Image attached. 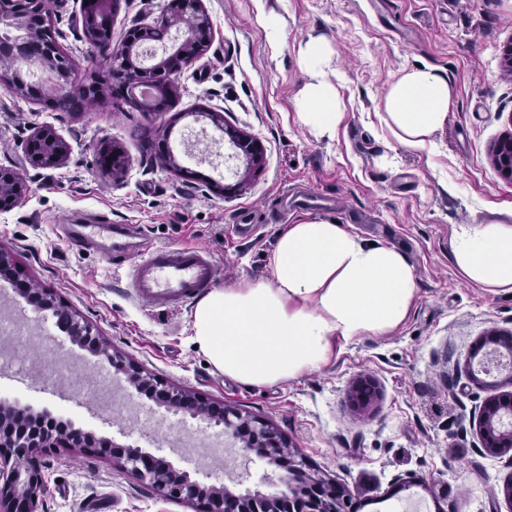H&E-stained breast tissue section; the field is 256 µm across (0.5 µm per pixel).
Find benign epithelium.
I'll use <instances>...</instances> for the list:
<instances>
[{
    "label": "benign epithelium",
    "mask_w": 512,
    "mask_h": 512,
    "mask_svg": "<svg viewBox=\"0 0 512 512\" xmlns=\"http://www.w3.org/2000/svg\"><path fill=\"white\" fill-rule=\"evenodd\" d=\"M90 18L96 26L84 25L83 32L89 38L101 32V26L110 22L113 0H88ZM173 8L182 13L184 39L171 56L178 57L181 64L173 66L163 59L149 67H139L131 74L132 85L174 88V79L186 70L195 58L205 50L210 37V19L203 0H172ZM167 25L162 14L147 25H135L128 31L120 47L112 41L93 40V45L103 58L104 67L115 65V58L128 55L140 46L132 43V35L144 36L152 29ZM37 62L48 73L55 94L49 96L41 83L28 84L19 90L0 79V86L40 105L51 104L60 109L67 108L75 81V68L53 49ZM212 122L224 130L230 143L246 157L251 168L259 164L262 148L250 136L224 126L223 118L210 113ZM29 150L34 163L42 168L62 164L67 158V145L49 126L35 131L29 138ZM493 161L505 177L512 179V132L504 135L493 148ZM22 191L10 169L0 167V212L11 210ZM26 299L39 309H52L58 324L68 333L71 341L81 348L104 357L112 364L113 374L139 390L146 385L157 391L159 404L175 410H184L224 426V435L243 457L256 449H262L269 461L281 457L283 448L279 432L266 421L251 418L240 411L224 405L205 404L196 401L177 387L163 383L142 370L138 365L117 352L100 347L101 339L94 328L79 316L56 303L47 289L35 294L20 289ZM375 394L374 386L365 380L354 389L353 400L358 407L370 403ZM484 448L494 454L512 452V394L490 399L481 414ZM77 448L87 451L94 447L95 437L89 433L75 432L66 437H40L18 426L10 410L0 404V512H46L43 499L44 475L39 465L22 466L20 460L31 457L37 448ZM293 463L290 473L280 477V490L271 495L259 491L232 493L222 486L208 484L191 477L186 470L174 466L162 457L154 456L143 449L127 445L112 452V464L128 472L138 480L151 485L162 496L188 502L197 501L205 505L204 512H356L358 504L351 496L318 474L304 469L296 456H288Z\"/></svg>",
    "instance_id": "7a95c632"
}]
</instances>
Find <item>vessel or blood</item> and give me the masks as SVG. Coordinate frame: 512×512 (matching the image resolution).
I'll list each match as a JSON object with an SVG mask.
<instances>
[{
	"instance_id": "obj_1",
	"label": "vessel or blood",
	"mask_w": 512,
	"mask_h": 512,
	"mask_svg": "<svg viewBox=\"0 0 512 512\" xmlns=\"http://www.w3.org/2000/svg\"><path fill=\"white\" fill-rule=\"evenodd\" d=\"M113 232L109 224H71L69 239L93 242ZM219 269L211 253L198 246L158 247L140 250L130 267L133 296L156 308L182 305L210 288Z\"/></svg>"
}]
</instances>
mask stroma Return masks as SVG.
Wrapping results in <instances>:
<instances>
[{"instance_id":"stroma-1","label":"stroma","mask_w":512,"mask_h":512,"mask_svg":"<svg viewBox=\"0 0 512 512\" xmlns=\"http://www.w3.org/2000/svg\"><path fill=\"white\" fill-rule=\"evenodd\" d=\"M169 0H117L112 42L166 10ZM210 47L177 80L168 106L148 111L102 96L70 112L0 89V167L20 173L15 207L0 213V245L18 279L50 289L85 318L102 341L144 370L205 401L235 407L273 425L312 472L343 486L358 512H512L503 493L512 459L483 451L479 419L485 401L512 390V369L475 373L473 348L489 332L512 331V293L465 282L449 241L457 224H511L512 180L490 158L512 130V0H204ZM58 41L78 74L95 66L82 33L83 0H54ZM279 20V44L265 17ZM325 38L334 53L331 80L345 112L329 138L298 121L294 99L307 76L299 50ZM449 74L456 97L429 152L400 148L384 123L382 98L404 69ZM256 138L260 168L236 193L242 160L223 164L189 157L184 140L204 132L222 153L230 148L209 119ZM52 127L66 142L62 165L35 167L26 140ZM169 144L195 178L159 159ZM321 217L360 236L399 248L413 265L417 290L405 323L386 338L337 340L322 370L272 386L224 377L195 344L192 304L156 309L128 286L130 268L111 254L70 243L66 224H134L159 246L208 249L220 268L217 286L267 279L277 231ZM0 315L24 328L12 344L25 352L44 336V354L67 366L69 382L0 366V402L51 412L107 444L134 445L204 481L272 492L280 470L237 450L205 458L222 427L158 405L117 379L109 362L73 344L0 279ZM97 380L111 408L87 392ZM360 379L377 395L364 409L350 393ZM47 512H202L199 503L167 499L114 469L108 454L45 448Z\"/></svg>"}]
</instances>
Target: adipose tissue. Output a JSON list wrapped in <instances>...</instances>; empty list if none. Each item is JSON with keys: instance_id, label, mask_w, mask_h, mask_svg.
Returning <instances> with one entry per match:
<instances>
[{"instance_id": "obj_1", "label": "adipose tissue", "mask_w": 512, "mask_h": 512, "mask_svg": "<svg viewBox=\"0 0 512 512\" xmlns=\"http://www.w3.org/2000/svg\"><path fill=\"white\" fill-rule=\"evenodd\" d=\"M300 60L308 80L297 97L298 120L315 136L333 135L344 112L327 77L328 44L309 39ZM454 98L451 78L431 68L406 70L389 83L385 124L398 146L426 150ZM450 252L467 283L512 292V225H455ZM269 270L265 280L208 290L192 313L199 348L217 370L245 385H274L320 370L337 339L392 335L416 293L414 268L397 247L324 218L278 230Z\"/></svg>"}]
</instances>
